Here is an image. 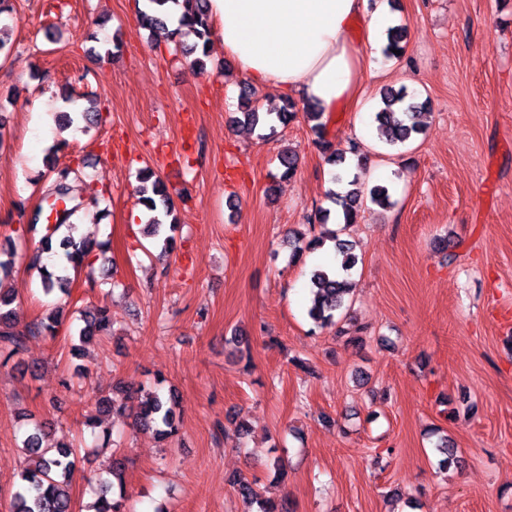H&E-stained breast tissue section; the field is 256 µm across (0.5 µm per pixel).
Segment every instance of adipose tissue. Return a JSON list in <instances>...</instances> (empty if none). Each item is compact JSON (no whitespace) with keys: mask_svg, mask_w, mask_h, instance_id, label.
<instances>
[{"mask_svg":"<svg viewBox=\"0 0 512 512\" xmlns=\"http://www.w3.org/2000/svg\"><path fill=\"white\" fill-rule=\"evenodd\" d=\"M368 0H209L217 36L238 73L254 86L318 103L324 111H366L360 75L379 56L388 23ZM364 24L362 41L350 36Z\"/></svg>","mask_w":512,"mask_h":512,"instance_id":"1","label":"adipose tissue"}]
</instances>
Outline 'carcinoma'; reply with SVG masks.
I'll list each match as a JSON object with an SVG mask.
<instances>
[{
	"mask_svg": "<svg viewBox=\"0 0 512 512\" xmlns=\"http://www.w3.org/2000/svg\"><path fill=\"white\" fill-rule=\"evenodd\" d=\"M148 10L140 15L141 24L148 29L167 28V18L175 7L182 9L179 17L181 27L194 34L198 43L183 50L189 58V65L198 73L205 71L199 54H207L211 35V18L208 0H148ZM403 30L393 27L388 34L386 54L398 58L393 50H404ZM303 110L304 118L310 123L311 130L317 135L316 145L325 155L328 162L341 165L345 162L346 152L333 148L325 138V123L323 113L309 103L302 105L287 99L279 112L259 111L258 100L253 98L251 91L243 90L238 98V112L235 121L246 124L253 129L264 131L266 138L276 132L277 125L288 124L296 117L298 110ZM419 105L407 100V92L401 88L394 90L386 88L380 95V108L375 113L379 139L394 146L403 144L413 136L422 133L421 124L416 120ZM99 116L96 108H85L75 112H63L58 121L67 127L84 124L89 127ZM282 177L291 178L296 175L298 158L289 150L278 155ZM138 187L139 201L146 209L145 224L153 236H163V245L171 249L175 239L165 231H174L178 220L175 215V203L169 188L155 176L149 168L142 171ZM350 189L343 193L331 192L328 200L340 207L343 223L333 230L315 233L316 225L309 223L306 231L292 230L289 232L288 243L293 251V257L299 258L306 252H314L323 248L325 241L334 243L336 254L342 257L341 272L329 266H318L310 273V289L314 294L313 304L309 307L308 315L318 328L335 326L336 314L344 307L346 297L354 291L355 282L345 277L357 264L358 258L353 252L352 244L341 238L346 228L356 223L362 204L363 190L357 187V181H349ZM80 205L65 207L59 223L53 225L52 231L44 234L38 241L37 247L31 252L29 268L37 271L45 294L59 290L70 294L69 271H78L85 265L88 257L100 251L108 244L98 242L89 237H75V224L72 218L79 211ZM16 298L9 289L0 288V355L3 363H8L18 355L25 346L27 336L15 329ZM63 309L56 308L49 312L39 323V329L50 335H56L61 323ZM112 329V320L103 310L91 312L83 318V326L78 330V340L82 343L92 341L95 337L108 334ZM177 404L173 398L163 399L154 393L140 397L127 395L118 400L112 396H102L97 400L100 413L113 410L123 411L127 408L134 411L136 423L156 431L163 438L177 432ZM46 424L33 422L23 441L26 458L18 475L14 489L10 492L8 512H74L70 486L76 469L77 452L70 444L61 443L55 447H45L42 440ZM108 474L111 478L99 481L94 491L96 501L91 506L92 512H129L126 491L123 482V462L112 458V467ZM237 491L245 498L258 504V512H285L276 510L269 502L262 499L252 483L245 478L234 480Z\"/></svg>",
	"mask_w": 512,
	"mask_h": 512,
	"instance_id": "1",
	"label": "carcinoma"
}]
</instances>
